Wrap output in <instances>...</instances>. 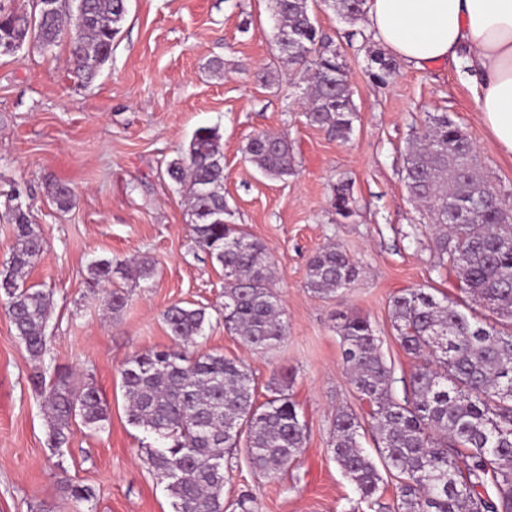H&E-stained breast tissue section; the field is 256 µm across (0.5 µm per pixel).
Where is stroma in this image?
<instances>
[{"label": "stroma", "instance_id": "obj_1", "mask_svg": "<svg viewBox=\"0 0 512 512\" xmlns=\"http://www.w3.org/2000/svg\"><path fill=\"white\" fill-rule=\"evenodd\" d=\"M310 11L348 68L357 116L345 140L307 123L305 85L277 58L270 0H128L112 56L89 84L72 73L67 38L48 51L0 56V265L15 244L5 218L15 195L47 242L27 281L54 299L52 353L40 363L0 311V512H84L68 496L70 484L93 489L94 512H174L147 463L153 436L127 421L119 368L129 355L171 346L163 313L176 303L206 308L200 351L240 360L257 402L284 389L307 428L301 456L272 479L255 475L237 448L224 470L225 504L249 495L255 512H370L328 450L338 409L368 412L345 370L338 317H368L396 376L409 375L413 361L390 325L392 297L416 288L453 299L461 292L405 187L408 143L429 115L448 113L469 135L484 177L510 201L512 158L495 149L461 68L403 64L379 83L371 76L379 42L366 24L345 23L321 0ZM217 59L219 73L211 67ZM268 67L276 73L270 82L261 77ZM201 127L221 136L228 221L262 242L273 261L288 333L267 350L225 331L224 271L195 248L185 199L165 173ZM262 132L288 139L293 176L266 178L245 159L246 143ZM340 180L354 198L346 219L332 204ZM51 181L72 188L68 208L48 196ZM331 244L347 251L360 275L322 296L308 288L307 269ZM103 257L157 263L150 278L118 280L130 301L116 320L106 315L109 285L93 292L86 284L88 264ZM60 367L74 385L94 384L109 419L97 432L74 425L56 449L33 379Z\"/></svg>", "mask_w": 512, "mask_h": 512}]
</instances>
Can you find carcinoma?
<instances>
[{
    "mask_svg": "<svg viewBox=\"0 0 512 512\" xmlns=\"http://www.w3.org/2000/svg\"><path fill=\"white\" fill-rule=\"evenodd\" d=\"M39 10L0 13V46L32 42L47 49L65 35L73 38L74 74L90 83L112 56V43L127 14V0H37ZM349 24L364 18L366 0H327ZM275 40L281 59L307 82L304 116L311 125L346 138L356 113L346 64L323 40L309 13V0H271ZM373 78L387 82L397 62L382 51L373 55ZM245 158L274 178L293 174L288 141L259 133L244 148ZM168 178L188 200L195 245L224 269V329L253 349H269L286 336L283 309L273 291V261L266 246L228 223L224 212V150L218 131L198 128L185 153L167 164ZM406 189L436 225V248L488 315H467L463 302L437 299L421 289L393 297L389 317L395 338L416 359L409 378L394 390V366L380 352L371 321L352 314L339 333L350 382L369 404L370 422L339 410L330 452L361 499L376 504L382 477L362 448L360 431L375 438L385 470L396 481L393 512H512V203L493 198L479 174L472 145L448 113L429 116L415 132L405 156ZM55 203L70 204L68 184L52 181ZM348 182L333 187V205L352 215ZM15 226V247L0 270V307L28 355L41 361L50 351L46 333L53 293L26 284V269L42 257L46 242L22 205L7 206ZM128 273V264L96 259L87 267L94 289ZM360 269L338 245L309 261L308 287L332 294L349 287ZM129 295L113 289L107 306L116 320ZM164 320L174 346L128 357L119 370L129 424L155 436L146 449L154 474L167 482L176 512H224V451L246 437L253 469L277 475L302 453L306 425L281 390L256 404L246 368L220 353L194 354L209 318L203 307L170 306ZM46 390L48 440L67 444L72 422L99 430L107 406L92 384L74 386L57 370Z\"/></svg>",
    "mask_w": 512,
    "mask_h": 512,
    "instance_id": "carcinoma-1",
    "label": "carcinoma"
}]
</instances>
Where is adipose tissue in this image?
Masks as SVG:
<instances>
[{
    "label": "adipose tissue",
    "instance_id": "ef3b65f1",
    "mask_svg": "<svg viewBox=\"0 0 512 512\" xmlns=\"http://www.w3.org/2000/svg\"><path fill=\"white\" fill-rule=\"evenodd\" d=\"M365 23L409 66L464 64L494 146L512 157V0H366Z\"/></svg>",
    "mask_w": 512,
    "mask_h": 512
}]
</instances>
